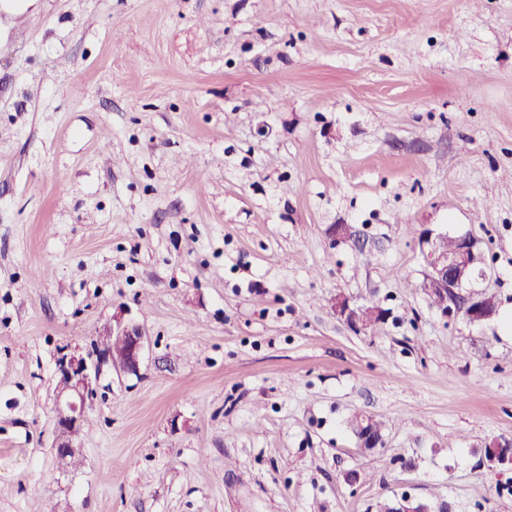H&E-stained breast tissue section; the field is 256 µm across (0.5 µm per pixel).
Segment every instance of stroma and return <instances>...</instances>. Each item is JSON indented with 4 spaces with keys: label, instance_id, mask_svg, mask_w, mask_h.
<instances>
[{
    "label": "stroma",
    "instance_id": "obj_1",
    "mask_svg": "<svg viewBox=\"0 0 512 512\" xmlns=\"http://www.w3.org/2000/svg\"><path fill=\"white\" fill-rule=\"evenodd\" d=\"M428 231L493 319L431 307ZM120 309L140 371L101 365L63 470L56 361ZM500 437L512 0H0V512H512ZM336 315L346 321L353 328H362L366 320L378 314V311L365 309L360 304L354 303L345 295L339 294L334 302ZM512 445L511 439H504L501 441L495 440L489 444V448H484L485 454H488L491 448V457L488 459L489 462L496 464L503 471L512 472V452L504 451L501 452L500 448H510Z\"/></svg>",
    "mask_w": 512,
    "mask_h": 512
}]
</instances>
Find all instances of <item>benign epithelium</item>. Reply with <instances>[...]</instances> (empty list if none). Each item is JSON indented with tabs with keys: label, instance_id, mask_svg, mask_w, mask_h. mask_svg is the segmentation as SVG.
Segmentation results:
<instances>
[{
	"label": "benign epithelium",
	"instance_id": "1",
	"mask_svg": "<svg viewBox=\"0 0 512 512\" xmlns=\"http://www.w3.org/2000/svg\"><path fill=\"white\" fill-rule=\"evenodd\" d=\"M454 242L453 253L447 254L437 250L436 239L432 236L425 238L428 245L424 252L428 266L425 285L431 289L434 308L444 317L461 309L471 323L487 321L496 315L498 309L491 298L487 295L465 297L461 294L464 283L473 275H484V271L476 270L475 242L469 236L457 237ZM334 310L337 316L356 329L363 327L369 317L376 315V312L361 307L342 294L336 296ZM102 335L115 339L118 356H112L110 351L85 357L63 353L56 361L55 448L60 454L80 447L78 437L85 420L86 403L93 394L91 369L97 370L106 363L127 374L139 371L147 341V333L142 325L125 318L120 310L112 314V322L103 328ZM511 446L509 439L493 441L489 444V462L503 471L512 472Z\"/></svg>",
	"mask_w": 512,
	"mask_h": 512
}]
</instances>
